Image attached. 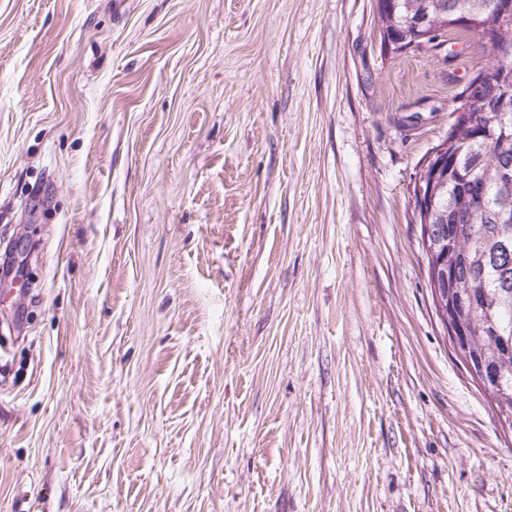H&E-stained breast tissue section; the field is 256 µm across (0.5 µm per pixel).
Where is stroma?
<instances>
[{
  "instance_id": "35a3bbf8",
  "label": "stroma",
  "mask_w": 512,
  "mask_h": 512,
  "mask_svg": "<svg viewBox=\"0 0 512 512\" xmlns=\"http://www.w3.org/2000/svg\"><path fill=\"white\" fill-rule=\"evenodd\" d=\"M377 0H0V512H512L414 177L483 60Z\"/></svg>"
}]
</instances>
